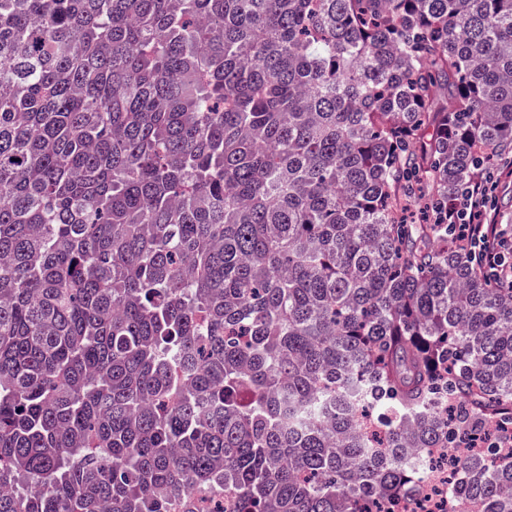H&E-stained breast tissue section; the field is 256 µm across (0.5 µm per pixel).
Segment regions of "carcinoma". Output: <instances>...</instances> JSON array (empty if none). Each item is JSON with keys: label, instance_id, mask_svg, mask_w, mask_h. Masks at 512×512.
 Wrapping results in <instances>:
<instances>
[{"label": "carcinoma", "instance_id": "cac0c4a2", "mask_svg": "<svg viewBox=\"0 0 512 512\" xmlns=\"http://www.w3.org/2000/svg\"><path fill=\"white\" fill-rule=\"evenodd\" d=\"M511 155L512 0H0V512H512ZM490 180L484 174L471 178L461 194L460 201L456 200L442 214L448 228H451L454 242L465 247L479 246L481 264L493 269L501 266L499 256L506 246L503 240V231L499 224L507 226L508 236L512 229V178L502 175L493 193V206L497 210V224L494 218L488 222V197ZM421 467L423 491L416 500L415 512H444L449 509L447 495L448 472L434 465Z\"/></svg>", "mask_w": 512, "mask_h": 512}]
</instances>
